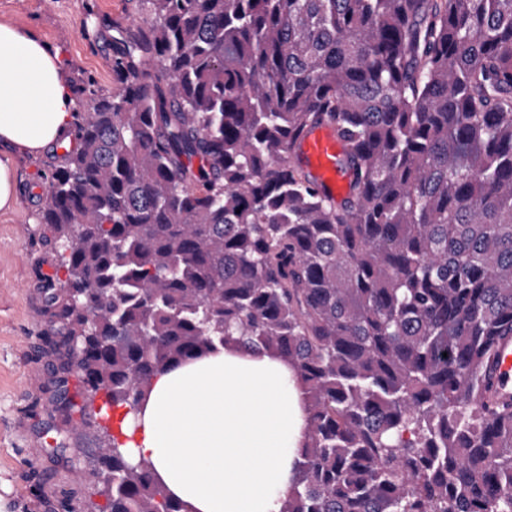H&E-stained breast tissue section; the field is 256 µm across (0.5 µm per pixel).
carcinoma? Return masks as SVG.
Masks as SVG:
<instances>
[{"label": "carcinoma", "mask_w": 512, "mask_h": 512, "mask_svg": "<svg viewBox=\"0 0 512 512\" xmlns=\"http://www.w3.org/2000/svg\"><path fill=\"white\" fill-rule=\"evenodd\" d=\"M130 2L39 212L98 415L235 344L305 390L281 512H512V403L481 401L512 336V0ZM325 123L340 202L299 154ZM122 437L109 512H191Z\"/></svg>", "instance_id": "obj_1"}]
</instances>
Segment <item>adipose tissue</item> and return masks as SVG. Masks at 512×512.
I'll return each instance as SVG.
<instances>
[{
    "mask_svg": "<svg viewBox=\"0 0 512 512\" xmlns=\"http://www.w3.org/2000/svg\"><path fill=\"white\" fill-rule=\"evenodd\" d=\"M60 61L0 22V143L38 153L73 122ZM133 459L150 462L192 512H280L307 430L293 369L227 344L155 376L123 423Z\"/></svg>",
    "mask_w": 512,
    "mask_h": 512,
    "instance_id": "adipose-tissue-1",
    "label": "adipose tissue"
}]
</instances>
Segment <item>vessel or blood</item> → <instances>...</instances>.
Returning <instances> with one entry per match:
<instances>
[{"label":"vessel or blood","mask_w":512,"mask_h":512,"mask_svg":"<svg viewBox=\"0 0 512 512\" xmlns=\"http://www.w3.org/2000/svg\"><path fill=\"white\" fill-rule=\"evenodd\" d=\"M341 143L335 132L317 128L302 140L301 158L317 185L332 198H344L349 180L337 163ZM493 388L500 399H512V338L503 340L498 347V363L493 370Z\"/></svg>","instance_id":"1"}]
</instances>
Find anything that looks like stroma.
<instances>
[{"instance_id": "1", "label": "stroma", "mask_w": 512, "mask_h": 512, "mask_svg": "<svg viewBox=\"0 0 512 512\" xmlns=\"http://www.w3.org/2000/svg\"><path fill=\"white\" fill-rule=\"evenodd\" d=\"M0 22L57 54L66 82L91 75L108 89L112 37L141 19L127 0H0ZM0 161L15 171L17 199L0 211V512H107L82 479L95 468L104 435L55 402L59 378L72 400L83 389L43 299V281L55 268L38 212L57 151L1 145Z\"/></svg>"}]
</instances>
